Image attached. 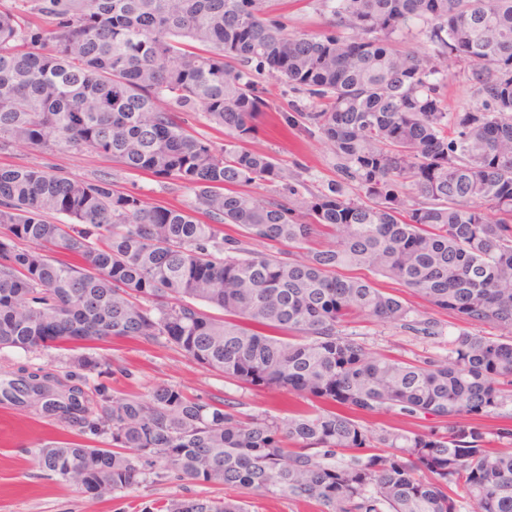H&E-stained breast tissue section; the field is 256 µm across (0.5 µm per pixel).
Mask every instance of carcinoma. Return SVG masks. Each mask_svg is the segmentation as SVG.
<instances>
[{"label": "carcinoma", "instance_id": "1", "mask_svg": "<svg viewBox=\"0 0 512 512\" xmlns=\"http://www.w3.org/2000/svg\"><path fill=\"white\" fill-rule=\"evenodd\" d=\"M334 30L288 33L264 0H14L0 9V147L86 148L193 192L147 205L111 176L0 167V349L129 337L173 344L254 391L321 404L246 417L174 385L101 396L88 376L19 369L0 406L33 409L112 448H30L43 471L95 497L173 473L240 497H173L162 512H249L248 495L319 512H512V0H330ZM417 21L434 46H400ZM472 66L481 102L442 106L438 61ZM331 100L281 117L317 129L346 184L303 202L235 187L283 180L244 146L267 104L251 65ZM227 132L222 147L180 114ZM423 201L406 208L403 189ZM235 224L241 239L224 233ZM323 249L302 251L315 236ZM257 242L262 249L251 247ZM74 261L56 257V254ZM368 272L353 276L352 270ZM381 276L466 325L448 354L392 359L346 332L356 319L444 336ZM220 312L212 316L199 308ZM291 333L296 340L283 339ZM393 414L425 429L365 425Z\"/></svg>", "mask_w": 512, "mask_h": 512}]
</instances>
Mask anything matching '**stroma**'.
Segmentation results:
<instances>
[{"instance_id": "1", "label": "stroma", "mask_w": 512, "mask_h": 512, "mask_svg": "<svg viewBox=\"0 0 512 512\" xmlns=\"http://www.w3.org/2000/svg\"><path fill=\"white\" fill-rule=\"evenodd\" d=\"M265 9L283 17L294 34H320L328 30L333 18L323 0H266ZM443 104L447 111L475 103L476 87L469 64L450 57L442 65ZM268 116L262 119L252 147L272 155L283 170L284 183L248 185L258 196H271L284 185L296 190L295 202L329 193L339 181L336 160L318 132L282 130L276 117L308 109V96L285 82L262 74L257 78ZM40 166L73 178H92L108 173L117 190L136 188L148 204L179 206L191 201L190 190L174 181L147 173L122 170L112 159L87 149L44 150L31 146H10L0 150V166ZM350 332L367 348L394 357L415 359L426 354H447V343L426 339L381 320L349 324ZM91 357L110 364L109 374L90 375V382H102L107 395L147 397L161 385H177L193 395L229 399L241 412L257 415H287L290 406L314 410L313 402L292 401L284 393L258 392L240 387L218 373L203 368L170 344H145L131 338H108L69 344L61 348L23 351L0 350V373L19 369L45 368L62 375L73 370L78 360ZM77 442L107 448L104 436L82 435L77 431L42 418L31 410L0 407V512H154L163 500L181 497H221L223 487L196 483L168 475L151 480L136 489L103 499L76 491L49 476L36 465L32 448L48 442Z\"/></svg>"}]
</instances>
